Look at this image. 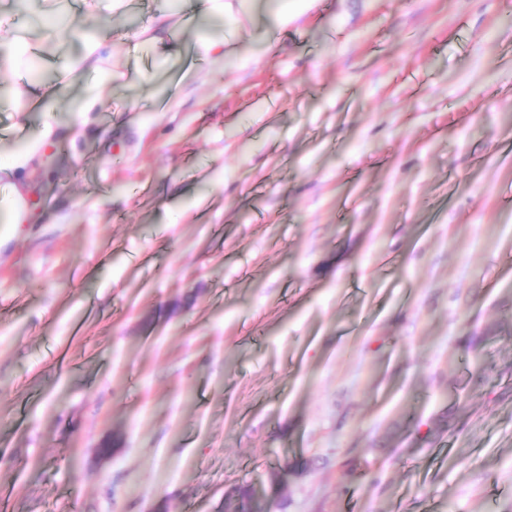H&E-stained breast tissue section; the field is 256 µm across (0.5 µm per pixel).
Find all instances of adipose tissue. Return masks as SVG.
Masks as SVG:
<instances>
[{
    "label": "adipose tissue",
    "mask_w": 512,
    "mask_h": 512,
    "mask_svg": "<svg viewBox=\"0 0 512 512\" xmlns=\"http://www.w3.org/2000/svg\"><path fill=\"white\" fill-rule=\"evenodd\" d=\"M254 0H180L179 14L189 18L198 14L223 19L225 27L236 30L244 18L249 17ZM174 13L158 7L136 33L142 43L154 47L160 61L168 62L181 54L176 41ZM77 53L65 64L61 73L50 81H30L17 88L13 99L19 111L27 112L35 107L50 108L64 89L80 82L87 73L106 74L109 37L105 34H84ZM37 56V50L23 30L10 20L9 13L0 7V71L13 73L27 69ZM34 159L33 151L13 155L10 161L0 162V179H8L13 192L9 221L28 224L32 214L26 201L27 188L19 177L21 169Z\"/></svg>",
    "instance_id": "obj_1"
}]
</instances>
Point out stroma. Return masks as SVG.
Masks as SVG:
<instances>
[{"mask_svg": "<svg viewBox=\"0 0 512 512\" xmlns=\"http://www.w3.org/2000/svg\"><path fill=\"white\" fill-rule=\"evenodd\" d=\"M185 59L116 42L25 118L0 73V156L55 129L0 246V512H512V0Z\"/></svg>", "mask_w": 512, "mask_h": 512, "instance_id": "35a3bbf8", "label": "stroma"}]
</instances>
